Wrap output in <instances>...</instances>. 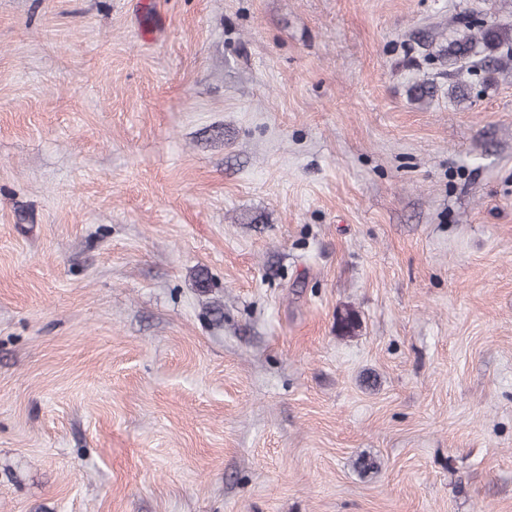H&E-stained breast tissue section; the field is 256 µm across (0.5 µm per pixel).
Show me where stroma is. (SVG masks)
Listing matches in <instances>:
<instances>
[{
  "label": "stroma",
  "instance_id": "obj_1",
  "mask_svg": "<svg viewBox=\"0 0 512 512\" xmlns=\"http://www.w3.org/2000/svg\"><path fill=\"white\" fill-rule=\"evenodd\" d=\"M481 3L0 0V512H512ZM487 12L471 10L463 15L454 28V36L447 42L435 45L431 55L448 65V74L457 80L448 85L449 96H464L467 89L465 75H477L478 70L490 71L512 62V24L509 21H488ZM506 47V51H501ZM509 51L511 58L508 57ZM459 77V78H458ZM463 93V94H461Z\"/></svg>",
  "mask_w": 512,
  "mask_h": 512
}]
</instances>
